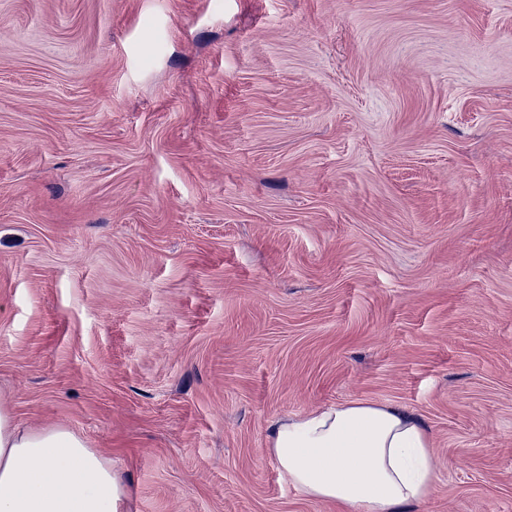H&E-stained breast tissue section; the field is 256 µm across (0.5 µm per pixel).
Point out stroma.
Returning a JSON list of instances; mask_svg holds the SVG:
<instances>
[{
	"label": "stroma",
	"instance_id": "1",
	"mask_svg": "<svg viewBox=\"0 0 512 512\" xmlns=\"http://www.w3.org/2000/svg\"><path fill=\"white\" fill-rule=\"evenodd\" d=\"M352 400L512 512V0H0V404L129 512H338L268 434Z\"/></svg>",
	"mask_w": 512,
	"mask_h": 512
}]
</instances>
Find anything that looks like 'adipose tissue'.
Instances as JSON below:
<instances>
[{"label": "adipose tissue", "mask_w": 512, "mask_h": 512, "mask_svg": "<svg viewBox=\"0 0 512 512\" xmlns=\"http://www.w3.org/2000/svg\"><path fill=\"white\" fill-rule=\"evenodd\" d=\"M269 442L295 491L343 512H401L436 491L431 438L400 407L350 401L278 419ZM125 498L111 459L83 438L0 408V512H122Z\"/></svg>", "instance_id": "ef3b65f1"}]
</instances>
